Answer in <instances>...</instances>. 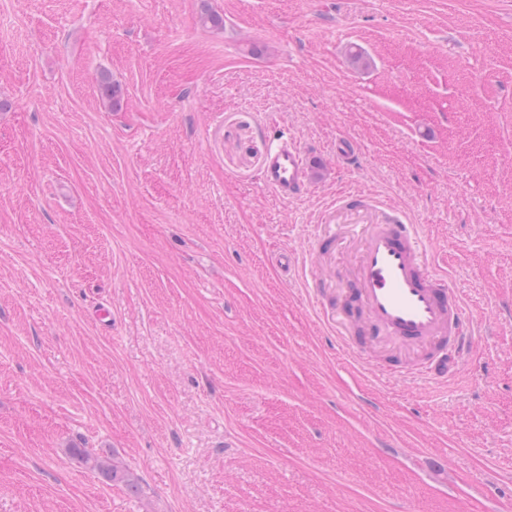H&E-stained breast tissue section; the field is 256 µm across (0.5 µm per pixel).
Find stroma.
<instances>
[{"label": "stroma", "mask_w": 512, "mask_h": 512, "mask_svg": "<svg viewBox=\"0 0 512 512\" xmlns=\"http://www.w3.org/2000/svg\"><path fill=\"white\" fill-rule=\"evenodd\" d=\"M391 207L474 318L445 382L271 262L335 231L338 296ZM0 512H512V0H0ZM263 185L284 199L301 196L308 183V166L301 149L281 135L270 147L262 171ZM73 455L77 456L81 461L85 463L93 462V466L102 471L112 482H119L125 484V486L134 491L137 489V482L126 472L118 469L115 465H109L106 461L99 458L92 457L85 449L72 448Z\"/></svg>", "instance_id": "stroma-1"}]
</instances>
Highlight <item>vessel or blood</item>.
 <instances>
[{"mask_svg":"<svg viewBox=\"0 0 512 512\" xmlns=\"http://www.w3.org/2000/svg\"><path fill=\"white\" fill-rule=\"evenodd\" d=\"M263 185L284 199L301 196L308 166L301 149L280 136L270 147ZM367 316V336H394L425 353L417 375L447 377L473 352L474 330L459 289L437 269L416 225L403 223L396 208L369 238L358 261L355 284L345 290Z\"/></svg>","mask_w":512,"mask_h":512,"instance_id":"1","label":"vessel or blood"}]
</instances>
